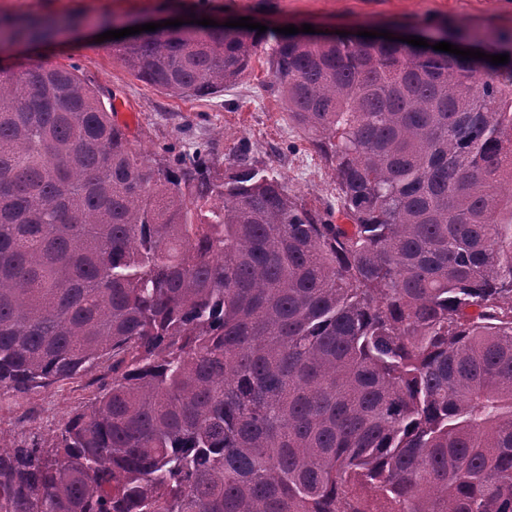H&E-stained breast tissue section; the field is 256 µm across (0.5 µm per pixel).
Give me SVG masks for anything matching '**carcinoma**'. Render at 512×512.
Returning a JSON list of instances; mask_svg holds the SVG:
<instances>
[{
    "label": "carcinoma",
    "mask_w": 512,
    "mask_h": 512,
    "mask_svg": "<svg viewBox=\"0 0 512 512\" xmlns=\"http://www.w3.org/2000/svg\"><path fill=\"white\" fill-rule=\"evenodd\" d=\"M443 32L509 62L273 36L334 212L244 140L222 174L201 150L149 164L74 64L0 79V389L112 362L51 443L0 436V512H512V30ZM263 40L201 25L118 51L184 99Z\"/></svg>",
    "instance_id": "obj_1"
}]
</instances>
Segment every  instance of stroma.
<instances>
[{
    "instance_id": "stroma-1",
    "label": "stroma",
    "mask_w": 512,
    "mask_h": 512,
    "mask_svg": "<svg viewBox=\"0 0 512 512\" xmlns=\"http://www.w3.org/2000/svg\"><path fill=\"white\" fill-rule=\"evenodd\" d=\"M198 13L217 21L249 17L272 28L310 24L326 33L512 28V0H0V21L38 19L62 26L60 41L84 43L75 51L44 56L20 45L4 46L0 59L23 68L40 61L78 64L82 77L110 96L117 121L127 126L149 163L159 162L163 148L201 144L221 172L245 140L260 165L274 167L290 194L320 210L335 203L328 166L289 124L272 90L270 44L260 45L244 82L216 96L180 100L136 78L110 42L97 40L105 23L114 20H183ZM111 382V370L102 366L24 398L0 395V434L17 442L50 440L65 419Z\"/></svg>"
}]
</instances>
